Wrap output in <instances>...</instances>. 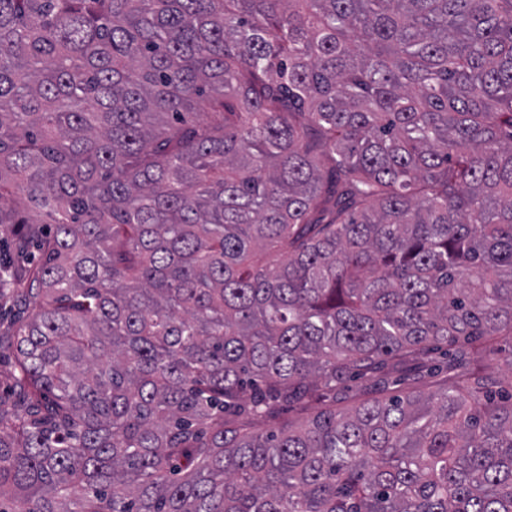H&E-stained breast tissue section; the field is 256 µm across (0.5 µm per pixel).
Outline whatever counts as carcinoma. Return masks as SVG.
Instances as JSON below:
<instances>
[{"label": "carcinoma", "mask_w": 512, "mask_h": 512, "mask_svg": "<svg viewBox=\"0 0 512 512\" xmlns=\"http://www.w3.org/2000/svg\"><path fill=\"white\" fill-rule=\"evenodd\" d=\"M0 227V512H512V0H0ZM396 383L390 384L389 389L382 395L395 394L398 392H432L438 388H446L448 386V374L446 372L435 373L434 375L417 377L407 376L403 372H394L392 374ZM378 377L376 376L368 382L349 383L348 387L336 398V412H347L368 398L378 396L379 385L376 384ZM323 408L322 405L314 404L307 408L300 407L298 405H292L280 409L275 420L267 422L258 426L260 430H268L274 427H278L283 423H297L307 416H313Z\"/></svg>", "instance_id": "obj_1"}]
</instances>
